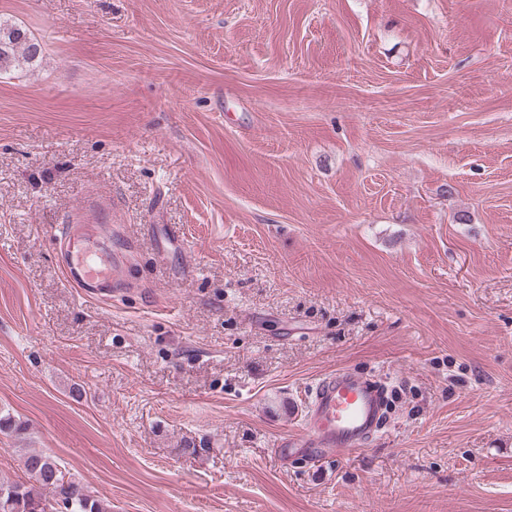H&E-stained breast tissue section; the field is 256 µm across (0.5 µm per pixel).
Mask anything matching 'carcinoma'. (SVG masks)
Listing matches in <instances>:
<instances>
[{
    "label": "carcinoma",
    "mask_w": 512,
    "mask_h": 512,
    "mask_svg": "<svg viewBox=\"0 0 512 512\" xmlns=\"http://www.w3.org/2000/svg\"><path fill=\"white\" fill-rule=\"evenodd\" d=\"M39 54L26 29L0 26V71L30 63ZM28 481H0V512H111L110 502L62 468L56 456L35 448L22 458Z\"/></svg>",
    "instance_id": "obj_1"
}]
</instances>
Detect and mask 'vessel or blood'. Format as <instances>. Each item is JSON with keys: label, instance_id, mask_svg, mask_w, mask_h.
I'll return each mask as SVG.
<instances>
[{"label": "vessel or blood", "instance_id": "b4317fda", "mask_svg": "<svg viewBox=\"0 0 512 512\" xmlns=\"http://www.w3.org/2000/svg\"><path fill=\"white\" fill-rule=\"evenodd\" d=\"M92 231L89 224H70L57 240L66 256V280L75 288H99L117 280L116 266L91 262L83 252ZM388 392L383 380L347 368L328 373L312 391L304 427L282 439L281 447L312 462L363 449L383 428Z\"/></svg>", "mask_w": 512, "mask_h": 512}]
</instances>
